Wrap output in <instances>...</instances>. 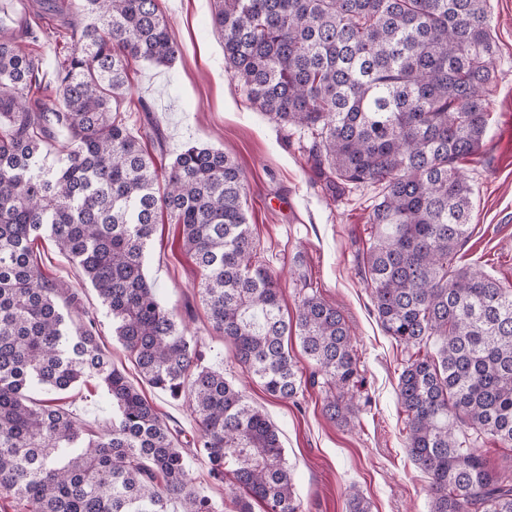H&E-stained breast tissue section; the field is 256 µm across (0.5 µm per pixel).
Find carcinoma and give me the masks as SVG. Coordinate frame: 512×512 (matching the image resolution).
<instances>
[{"instance_id": "obj_1", "label": "carcinoma", "mask_w": 512, "mask_h": 512, "mask_svg": "<svg viewBox=\"0 0 512 512\" xmlns=\"http://www.w3.org/2000/svg\"><path fill=\"white\" fill-rule=\"evenodd\" d=\"M224 70L252 108L314 135L329 187L376 189L364 253L385 333L412 350L399 375L407 451L431 479L430 512H512V289L455 263L474 191L494 40L487 0H213ZM64 19L70 51L50 106L23 5L0 19V494L26 512H219L192 486L184 447L228 482L235 512H301L277 429L157 299L145 264L158 217L179 226L197 294L243 372L271 396L322 383L338 426L362 383L350 330L315 293L286 320L260 263L243 172L188 145L157 166L121 108L132 64L181 53L159 0H37ZM46 235L98 292L151 387L185 399L198 434L164 422L96 340L77 292L48 279ZM316 366L303 380L285 336ZM94 377L115 416L86 432L52 395ZM46 394L36 399L33 393ZM348 512H371L356 488Z\"/></svg>"}]
</instances>
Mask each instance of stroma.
Instances as JSON below:
<instances>
[{"instance_id": "obj_1", "label": "stroma", "mask_w": 512, "mask_h": 512, "mask_svg": "<svg viewBox=\"0 0 512 512\" xmlns=\"http://www.w3.org/2000/svg\"><path fill=\"white\" fill-rule=\"evenodd\" d=\"M161 7L182 54L169 67L134 65L125 94L135 105L130 123L144 129L158 122L167 156L186 144H203L223 150L242 168L258 257L280 280L285 313H294L302 295L314 291L338 306L350 327L364 384L349 425L337 426L325 415L320 386H306L296 399L282 400L245 379L228 343L211 327L196 294L198 269L179 244L177 225L167 220L157 224L152 237L149 280L162 304L199 338L206 361L223 368L278 429L302 512H347L352 486L370 501L371 512H428L430 478L407 453L405 414L396 395L408 351L382 329L364 276L373 187L348 185L340 195L327 194L309 154L311 132L278 126L251 108L245 88L224 71L212 0H161ZM488 11L495 40L488 126L480 153L460 164L474 189V211L457 262L510 287L512 0H488ZM33 24L40 34L36 51L48 86L45 99L52 104L54 73L67 52L62 21L45 15ZM34 250L46 277L76 289L84 307L98 317V343L113 365L143 387L165 422L193 434L197 425L182 402L144 386L89 281L48 237L35 241ZM59 403L91 428L112 421V404L97 380L82 379L60 393Z\"/></svg>"}]
</instances>
